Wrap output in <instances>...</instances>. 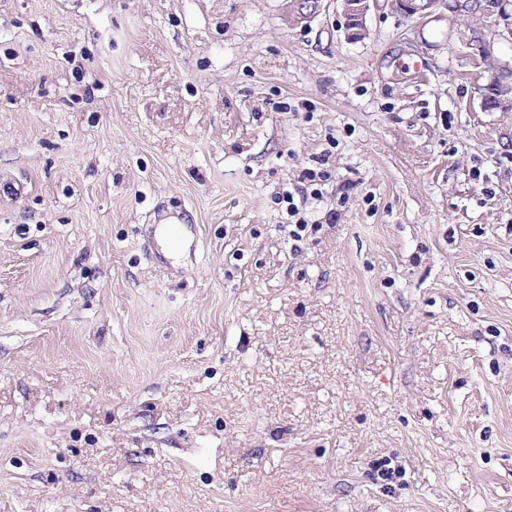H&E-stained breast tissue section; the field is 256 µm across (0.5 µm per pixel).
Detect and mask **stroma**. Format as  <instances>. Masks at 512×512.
Here are the masks:
<instances>
[{"instance_id": "35a3bbf8", "label": "stroma", "mask_w": 512, "mask_h": 512, "mask_svg": "<svg viewBox=\"0 0 512 512\" xmlns=\"http://www.w3.org/2000/svg\"><path fill=\"white\" fill-rule=\"evenodd\" d=\"M288 3L0 0V512H512V43ZM485 94L483 98V105L487 108H498L501 104H504V111H512V87L511 85L502 79L500 76L495 78L493 81L485 85ZM492 95L495 96V103L491 104L490 98ZM506 104V105H505Z\"/></svg>"}]
</instances>
